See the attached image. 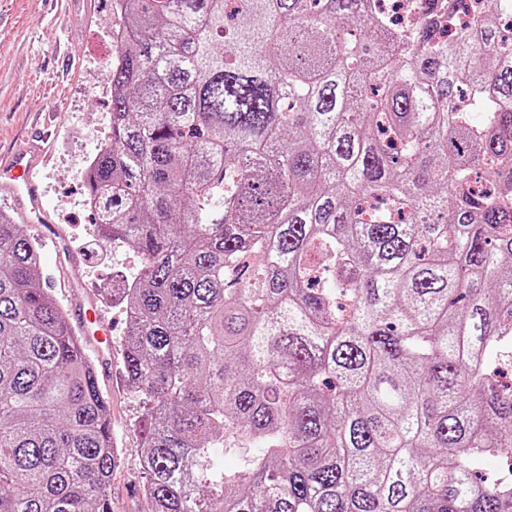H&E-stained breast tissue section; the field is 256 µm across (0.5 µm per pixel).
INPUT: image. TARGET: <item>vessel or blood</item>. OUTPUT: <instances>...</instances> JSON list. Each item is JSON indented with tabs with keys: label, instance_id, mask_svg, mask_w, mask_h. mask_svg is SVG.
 I'll return each mask as SVG.
<instances>
[{
	"label": "vessel or blood",
	"instance_id": "obj_1",
	"mask_svg": "<svg viewBox=\"0 0 512 512\" xmlns=\"http://www.w3.org/2000/svg\"><path fill=\"white\" fill-rule=\"evenodd\" d=\"M40 158V148L32 144L17 147L7 157H0V200L19 207L22 216L30 223L40 225L44 238L60 245L64 239L50 220L39 185L34 178V170ZM73 311L85 342L98 349L99 370L109 372L112 354L99 349L98 344L100 340L111 339L110 322L97 315L89 316L87 307L80 302L74 305Z\"/></svg>",
	"mask_w": 512,
	"mask_h": 512
}]
</instances>
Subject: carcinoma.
Listing matches in <instances>:
<instances>
[{
    "mask_svg": "<svg viewBox=\"0 0 512 512\" xmlns=\"http://www.w3.org/2000/svg\"><path fill=\"white\" fill-rule=\"evenodd\" d=\"M119 2L87 188L141 257L112 302L150 512H512V460L479 472L512 444V0L405 33L373 0ZM114 467L1 214L0 512H111Z\"/></svg>",
    "mask_w": 512,
    "mask_h": 512,
    "instance_id": "carcinoma-1",
    "label": "carcinoma"
}]
</instances>
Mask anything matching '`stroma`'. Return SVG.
<instances>
[{
    "label": "stroma",
    "instance_id": "1",
    "mask_svg": "<svg viewBox=\"0 0 512 512\" xmlns=\"http://www.w3.org/2000/svg\"><path fill=\"white\" fill-rule=\"evenodd\" d=\"M118 18L112 0H97L85 16L76 0H0V153L29 138L48 114L55 126L44 141L38 169L54 224L79 260L59 259L52 242L39 241L41 267L56 276L51 293L67 305V279L82 283L86 300L112 321V378L104 384L117 451L112 471V512H148L142 493L141 442L134 427L144 413L140 396L122 374L126 318L112 305L113 288L133 277L140 261L126 248L102 242L83 206L85 172L110 123L108 74L117 50L109 30Z\"/></svg>",
    "mask_w": 512,
    "mask_h": 512
}]
</instances>
